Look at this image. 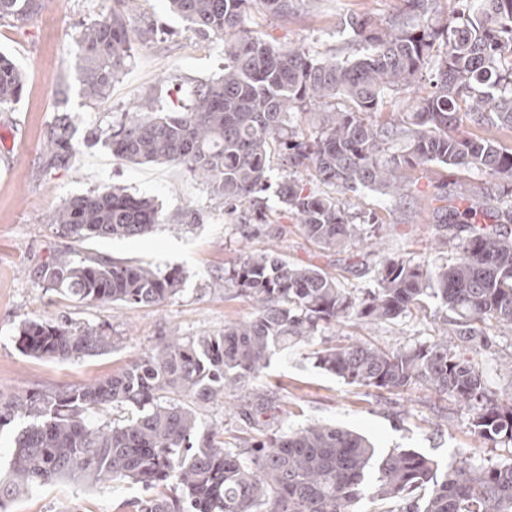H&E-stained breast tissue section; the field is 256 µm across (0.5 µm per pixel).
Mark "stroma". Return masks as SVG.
I'll use <instances>...</instances> for the list:
<instances>
[{
    "instance_id": "stroma-1",
    "label": "stroma",
    "mask_w": 512,
    "mask_h": 512,
    "mask_svg": "<svg viewBox=\"0 0 512 512\" xmlns=\"http://www.w3.org/2000/svg\"><path fill=\"white\" fill-rule=\"evenodd\" d=\"M287 15L254 12L253 35L277 47L303 44L321 57L355 56L358 45L344 32L345 20L368 16L381 24L397 12V0H290ZM112 0H49L27 19L0 23V53L23 71L22 98L0 111V390L51 395L87 382L110 378L149 352L168 336L218 335L226 323L250 319L254 301L224 285V269L244 250L273 249L294 263H314L345 287L367 283L373 247L352 244L341 251H323L310 242L298 224L272 205L269 223L257 234L243 236L235 215L224 202L184 167L170 163L135 165L113 156L102 145L86 141L90 130L104 128L131 104L154 94L172 103L194 81L221 73L224 45L193 31L169 11L166 0H137L132 58L113 82L108 97L93 103L82 90L80 48L75 36L82 25L104 18ZM152 24L151 33L138 29ZM66 109L74 124L78 152L66 166L47 168L41 144L57 109ZM417 196L363 191L353 196L354 213L373 214L383 224L381 246L387 254L434 261L448 257L437 244L432 210L424 196L434 185L456 182L458 191L484 182L478 171L452 174L437 166L417 170ZM124 188L128 194L153 198L164 218L150 235L135 239H103L85 243L87 252L116 261L149 266L183 276L180 294L157 306H103L71 300L40 288L38 266L68 239L55 234L49 219L64 201L78 194ZM194 208L198 224L181 230L168 221ZM68 316L112 337L110 351L67 361L22 353L15 342L22 322L31 318ZM441 316L410 315L392 322L346 323L330 330L343 342L372 341L386 347H413L431 340ZM321 337L275 351L265 369L250 382L253 391L275 396L282 412L269 419L273 431H292L311 423L335 425L367 437L376 448H411L448 469L468 460L497 464L512 449L493 445L475 434L467 410L450 396L423 385L389 393L346 384L316 364ZM486 387L501 399L512 398V333L495 337L491 347H467ZM142 494L125 481L96 487L60 483L32 488L8 503L5 512H132Z\"/></svg>"
}]
</instances>
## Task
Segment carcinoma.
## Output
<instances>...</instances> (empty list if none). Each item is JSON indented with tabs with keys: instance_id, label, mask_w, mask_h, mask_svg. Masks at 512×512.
Returning a JSON list of instances; mask_svg holds the SVG:
<instances>
[{
	"instance_id": "1",
	"label": "carcinoma",
	"mask_w": 512,
	"mask_h": 512,
	"mask_svg": "<svg viewBox=\"0 0 512 512\" xmlns=\"http://www.w3.org/2000/svg\"><path fill=\"white\" fill-rule=\"evenodd\" d=\"M107 17L82 27L86 99L105 98L131 58L134 0H113ZM386 25L365 17L346 22L363 53L355 59L317 57L306 46L281 49L252 36L253 11L284 16L289 0H169L195 32L225 43L224 72L200 81L183 102L164 108L147 96L112 125L91 134L132 163H173L202 180L229 212L247 205L241 224L268 223L269 157L281 151L287 174L278 204L294 215L321 249L341 251L377 236L374 218L361 221L347 195L371 188L389 195L408 171L435 165L477 170L500 194L480 185L458 194L436 186L434 200L459 203L433 210L453 244L450 262L379 255L374 286L358 295L314 264H295L274 251L243 253L224 268V286L255 301L254 316L219 335L159 342L139 361L105 381L53 396L0 392V428L30 418L14 438L0 503L58 480L89 486L140 484L149 495L134 512H353L365 491L380 501L403 497L405 512H512V462L470 461L439 473L431 457L394 448L386 453L363 435L328 424L254 436L241 457L224 432L200 429L190 403L244 391L277 349L321 335L351 319L392 322L427 312L438 301L455 335L487 342V331L512 330V149L494 134L512 132V0H460L444 16L430 0H398ZM33 0H0V21L24 19ZM426 94L401 112L380 113L386 98L417 83ZM24 76L0 54V110L21 97ZM351 103L346 111L335 102ZM478 127L489 132H466ZM71 115H55L43 141L53 168L75 154ZM311 171L334 188H306ZM163 218L153 201L119 187L77 195L51 216L56 233L81 245L93 239L150 234ZM39 286L108 305H160L177 295L180 271L159 274L140 264L82 257L71 247L37 271ZM24 354L68 360L112 348L104 331L73 322L24 321ZM323 370L346 383L390 393L423 384L471 412L470 427L486 441L512 444V402L489 391L475 365L448 344V331L412 348L374 342H331L315 352ZM136 409L123 424L99 426L87 413L107 405ZM276 412V397L243 396L241 420L254 429ZM174 484L178 495L167 492Z\"/></svg>"
}]
</instances>
